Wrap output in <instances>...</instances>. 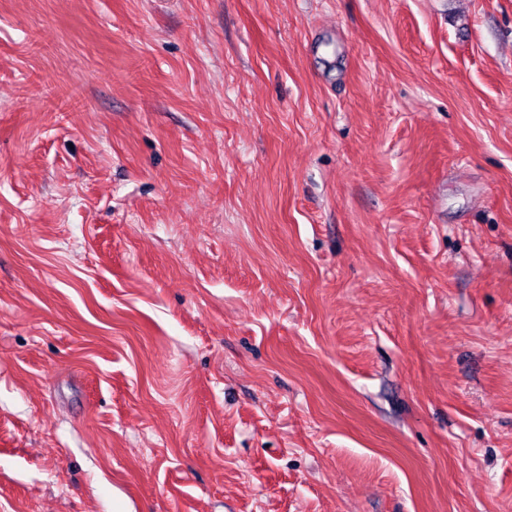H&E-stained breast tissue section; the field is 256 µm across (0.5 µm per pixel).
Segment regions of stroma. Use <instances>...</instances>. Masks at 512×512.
<instances>
[{
	"mask_svg": "<svg viewBox=\"0 0 512 512\" xmlns=\"http://www.w3.org/2000/svg\"><path fill=\"white\" fill-rule=\"evenodd\" d=\"M0 512H512V0H0Z\"/></svg>",
	"mask_w": 512,
	"mask_h": 512,
	"instance_id": "obj_1",
	"label": "stroma"
}]
</instances>
